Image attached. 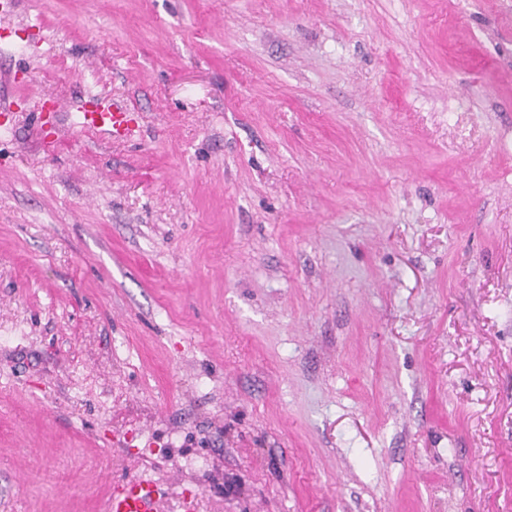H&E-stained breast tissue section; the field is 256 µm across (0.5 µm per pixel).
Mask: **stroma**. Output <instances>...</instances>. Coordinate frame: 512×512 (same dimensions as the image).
Returning <instances> with one entry per match:
<instances>
[{
    "mask_svg": "<svg viewBox=\"0 0 512 512\" xmlns=\"http://www.w3.org/2000/svg\"><path fill=\"white\" fill-rule=\"evenodd\" d=\"M130 480L512 512V0H0V512ZM83 129L98 133L107 141H125L137 130L136 121L129 107L123 102L110 101L97 112H81Z\"/></svg>",
    "mask_w": 512,
    "mask_h": 512,
    "instance_id": "1",
    "label": "stroma"
}]
</instances>
